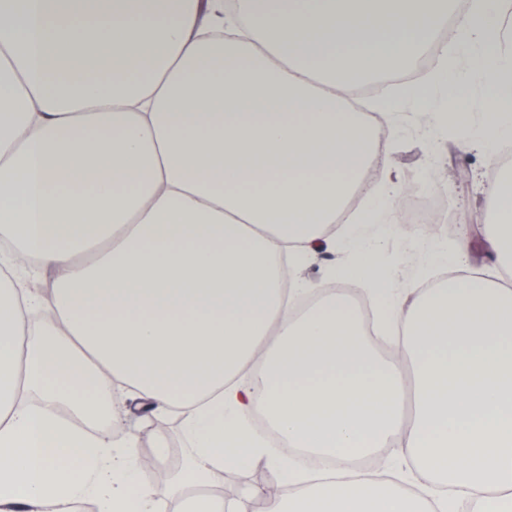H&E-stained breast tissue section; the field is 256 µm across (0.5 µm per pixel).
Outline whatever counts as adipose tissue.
<instances>
[{"instance_id":"1","label":"adipose tissue","mask_w":512,"mask_h":512,"mask_svg":"<svg viewBox=\"0 0 512 512\" xmlns=\"http://www.w3.org/2000/svg\"><path fill=\"white\" fill-rule=\"evenodd\" d=\"M439 0H0V512H247L213 478L266 458L286 487L266 512H512V287L432 242L448 270L410 294L377 275L359 225L393 219L384 171L374 210L343 231L352 276L400 357L362 339L337 291L303 309L288 287L380 151L349 84L433 50L398 98L433 108L485 81L495 134L512 139V47L499 0L452 28ZM462 57L449 55V47ZM487 242L512 270V177L493 190ZM55 277L16 286L20 257ZM414 414L402 409L404 370ZM157 417L186 412L187 467L160 491L135 436L100 428L113 395ZM261 411L292 456L248 423ZM396 453L413 487L349 472ZM333 461L318 477L304 462Z\"/></svg>"}]
</instances>
